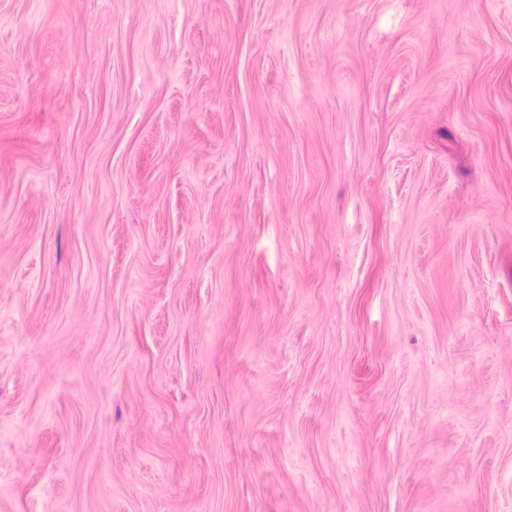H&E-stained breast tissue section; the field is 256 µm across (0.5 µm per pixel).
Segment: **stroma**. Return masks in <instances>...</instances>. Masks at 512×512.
Wrapping results in <instances>:
<instances>
[{"instance_id": "35a3bbf8", "label": "stroma", "mask_w": 512, "mask_h": 512, "mask_svg": "<svg viewBox=\"0 0 512 512\" xmlns=\"http://www.w3.org/2000/svg\"><path fill=\"white\" fill-rule=\"evenodd\" d=\"M0 512H512V0H0Z\"/></svg>"}]
</instances>
